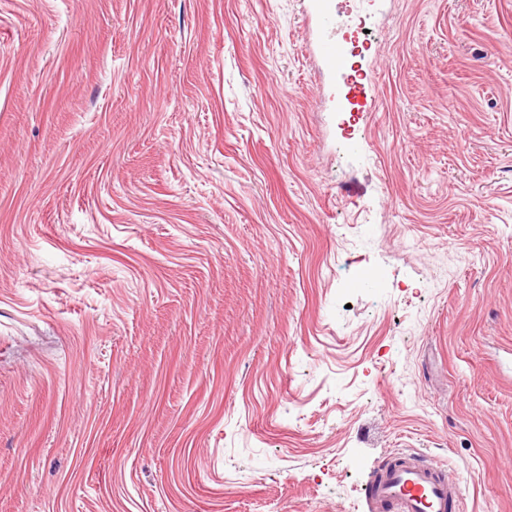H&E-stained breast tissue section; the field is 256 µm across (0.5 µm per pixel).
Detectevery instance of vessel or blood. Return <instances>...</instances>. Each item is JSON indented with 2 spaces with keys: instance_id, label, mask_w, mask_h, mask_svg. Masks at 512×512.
<instances>
[{
  "instance_id": "vessel-or-blood-1",
  "label": "vessel or blood",
  "mask_w": 512,
  "mask_h": 512,
  "mask_svg": "<svg viewBox=\"0 0 512 512\" xmlns=\"http://www.w3.org/2000/svg\"><path fill=\"white\" fill-rule=\"evenodd\" d=\"M318 45L344 87L357 96L364 93V75L342 50L340 40L326 35ZM364 494L368 512H452L465 488L463 481L450 480L445 468L433 459L400 452L377 466Z\"/></svg>"
}]
</instances>
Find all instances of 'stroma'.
I'll use <instances>...</instances> for the list:
<instances>
[{
    "mask_svg": "<svg viewBox=\"0 0 512 512\" xmlns=\"http://www.w3.org/2000/svg\"><path fill=\"white\" fill-rule=\"evenodd\" d=\"M0 0V512H512V0ZM345 32L339 39L325 35L319 40L318 45L322 58L342 77L343 85L348 88V93H353L354 97H359L362 93H365L364 84L361 82L364 79V74L355 65L356 63H351L348 54L341 48V43H344ZM364 494L369 512H452L465 488L433 459L400 452L377 466Z\"/></svg>",
    "mask_w": 512,
    "mask_h": 512,
    "instance_id": "obj_1",
    "label": "stroma"
}]
</instances>
